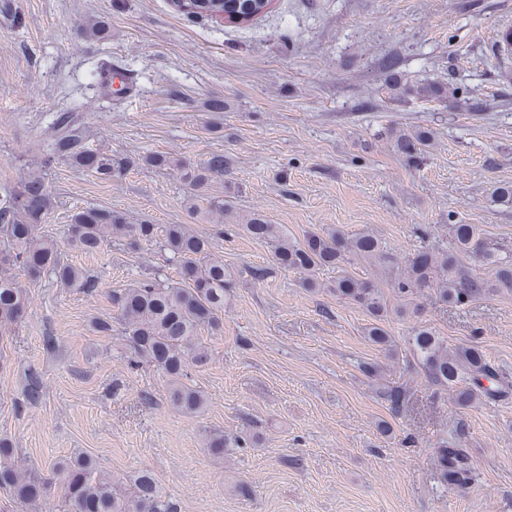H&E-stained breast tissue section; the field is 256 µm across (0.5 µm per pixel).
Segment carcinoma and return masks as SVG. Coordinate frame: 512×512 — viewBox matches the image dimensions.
I'll return each instance as SVG.
<instances>
[{"label": "carcinoma", "instance_id": "obj_1", "mask_svg": "<svg viewBox=\"0 0 512 512\" xmlns=\"http://www.w3.org/2000/svg\"><path fill=\"white\" fill-rule=\"evenodd\" d=\"M270 5L271 0H175L178 11L188 18L222 16L228 20L234 16L239 25L258 19ZM75 122L72 112L56 114L55 136L47 150L49 160L90 171L101 180L120 177L130 161L85 147ZM387 136L400 154L410 158L417 156L423 139L420 133L394 128ZM140 161L181 173L187 187L184 203L192 214L221 224L234 220L232 206L219 197L207 200L204 207L200 204V192L210 183L224 180L228 173L224 154L211 153L196 165L162 153L147 154ZM50 206L46 184L36 174L0 195V336L9 335L28 315L30 301L17 281L19 272L33 281L47 276L90 296L98 291V280L65 260L58 241L41 233ZM241 228L252 239L271 247L273 265L302 274V286L311 291L320 287L319 272L338 270L327 285L328 291L365 311L372 319L367 328L369 340L388 353L394 347L384 326L389 301L371 279L348 272L346 265L354 261L382 269L391 278L394 297L404 303L428 297L442 306L462 308L491 295L512 296V240L491 237L476 224H450L448 245L432 244L403 259L368 232L349 236L335 226L297 240L260 213L244 218ZM156 238V225L132 224L125 214L98 207L76 212L66 232L67 245L85 253L113 240L135 252ZM163 239L166 262L178 268L181 282L167 285L157 270L151 277L112 290L113 321L102 319L95 328L106 334L118 331L130 351V368H155L167 378L170 405L185 414H199L206 399L184 379L190 369L210 359L201 334L223 333L224 304L239 280L262 283L272 268L244 266L234 270L225 266L223 259L212 256L209 238L190 224L166 225ZM479 266L484 271H478ZM406 345L434 387L435 397H447L459 409L512 399V372L492 364L479 346L450 347L424 326L412 327ZM42 397L40 378L35 373L28 375L22 402L34 405ZM383 399L389 411L398 414L409 402V390L404 384L391 386L383 392ZM253 444L247 435L228 437L214 431L205 439L208 453L216 457L224 456V449L232 445L247 448ZM16 453L8 442L0 441V490L29 512H43L59 479L62 484L56 512H178L176 502L163 494L148 469L125 484L84 453L54 463L47 474L19 467ZM434 469L444 486L466 487L474 480L466 450L450 448L444 439L435 445Z\"/></svg>", "mask_w": 512, "mask_h": 512}]
</instances>
